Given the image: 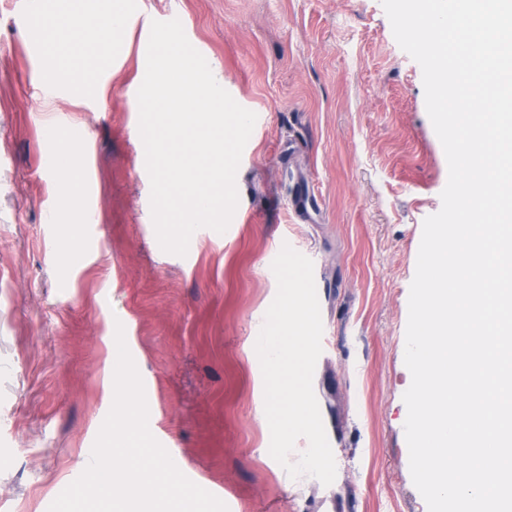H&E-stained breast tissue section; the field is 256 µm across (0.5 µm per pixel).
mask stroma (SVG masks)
Segmentation results:
<instances>
[{"label": "stroma", "instance_id": "35a3bbf8", "mask_svg": "<svg viewBox=\"0 0 512 512\" xmlns=\"http://www.w3.org/2000/svg\"><path fill=\"white\" fill-rule=\"evenodd\" d=\"M89 21L80 87L46 78L35 26L0 0V512H48L88 465L123 329L149 429L228 512H428L410 469L403 394L408 298L423 221L448 181L422 70L381 0H43ZM129 14L105 43L93 22ZM180 15L213 74L258 122L224 233L186 256L158 245L131 96L149 22ZM88 149L45 170L42 132ZM71 178L72 193L60 190ZM93 202L99 241L67 240ZM55 224H48V210ZM310 258L326 348L313 389L337 474L291 478L269 454L256 338L283 245Z\"/></svg>", "mask_w": 512, "mask_h": 512}]
</instances>
